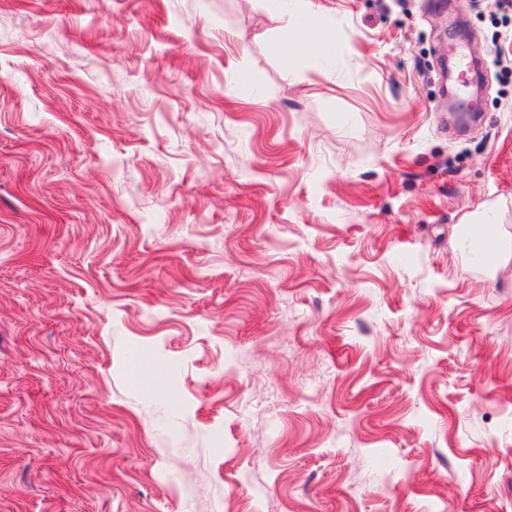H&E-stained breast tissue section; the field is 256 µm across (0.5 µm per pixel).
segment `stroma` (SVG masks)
Listing matches in <instances>:
<instances>
[{"mask_svg":"<svg viewBox=\"0 0 512 512\" xmlns=\"http://www.w3.org/2000/svg\"><path fill=\"white\" fill-rule=\"evenodd\" d=\"M489 207L501 0H0V512H512ZM333 42V36L329 31H322L320 39L302 35L296 41L288 45V36L282 45L283 56L286 60L292 56L298 45H301L306 52L325 54ZM457 237L458 244L465 249L472 260L490 259L495 267L506 263L512 257V236L495 224V213L488 209L482 213L478 221L472 224H460ZM496 268L491 269L493 271Z\"/></svg>","mask_w":512,"mask_h":512,"instance_id":"35a3bbf8","label":"stroma"}]
</instances>
